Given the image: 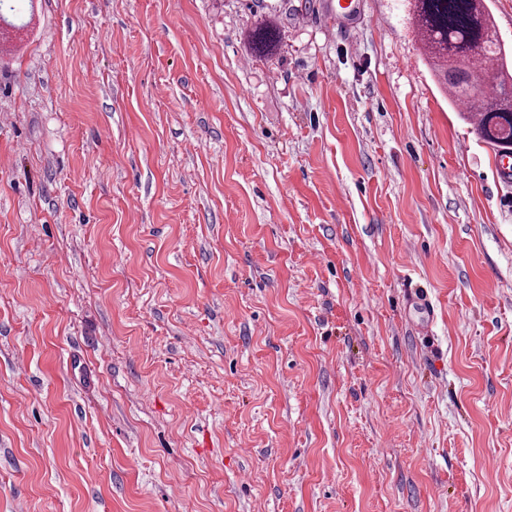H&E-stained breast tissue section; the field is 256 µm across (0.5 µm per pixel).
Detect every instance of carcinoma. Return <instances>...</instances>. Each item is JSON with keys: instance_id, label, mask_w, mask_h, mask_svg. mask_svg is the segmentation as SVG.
I'll use <instances>...</instances> for the list:
<instances>
[{"instance_id": "1", "label": "carcinoma", "mask_w": 512, "mask_h": 512, "mask_svg": "<svg viewBox=\"0 0 512 512\" xmlns=\"http://www.w3.org/2000/svg\"><path fill=\"white\" fill-rule=\"evenodd\" d=\"M411 24L426 56L451 102L465 105L479 139L497 149L512 143V67L500 61L492 85L493 95L481 97L472 91L477 63L499 57L494 19L485 0H409ZM277 28L261 20L251 31V49L273 52Z\"/></svg>"}]
</instances>
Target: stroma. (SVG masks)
Here are the masks:
<instances>
[{"mask_svg": "<svg viewBox=\"0 0 512 512\" xmlns=\"http://www.w3.org/2000/svg\"><path fill=\"white\" fill-rule=\"evenodd\" d=\"M329 2L20 0L0 512H512V186ZM251 49L260 54L272 53L278 43L277 28L271 20H261L251 31Z\"/></svg>", "mask_w": 512, "mask_h": 512, "instance_id": "stroma-1", "label": "stroma"}]
</instances>
